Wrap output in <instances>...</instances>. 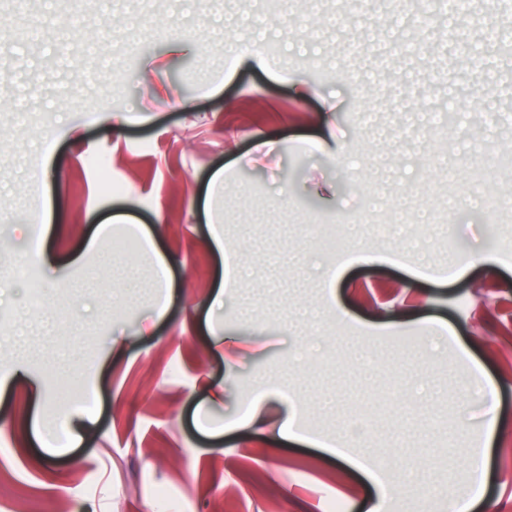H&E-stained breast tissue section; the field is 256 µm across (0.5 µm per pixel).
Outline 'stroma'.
Listing matches in <instances>:
<instances>
[{"mask_svg":"<svg viewBox=\"0 0 512 512\" xmlns=\"http://www.w3.org/2000/svg\"><path fill=\"white\" fill-rule=\"evenodd\" d=\"M280 1L290 18L267 19L270 55L215 0H83L84 25L64 36L73 0L25 14L0 0V484L24 479L33 512H214L224 498L234 512H364L375 489L358 457L404 475L394 512H448L449 495L472 494L465 449L486 441L483 512H512V218L466 205L450 232L407 223L333 252L304 230L354 220L387 170L391 202L440 206L512 148V56L459 60L512 9L473 0L456 43L432 0L403 15L360 0L340 28L344 0L313 19L303 0L235 7ZM219 28L254 59L225 63ZM104 60L99 88L62 97ZM440 105L455 116L450 178L424 165L438 140L417 123ZM118 213L154 251L127 250L123 224L92 248ZM362 242L375 262L356 261ZM63 353L88 364L90 404L61 398L65 370L46 358ZM258 399L274 417L294 409L316 444L229 427ZM65 417L87 418L80 443L60 433Z\"/></svg>","mask_w":512,"mask_h":512,"instance_id":"35a3bbf8","label":"stroma"}]
</instances>
